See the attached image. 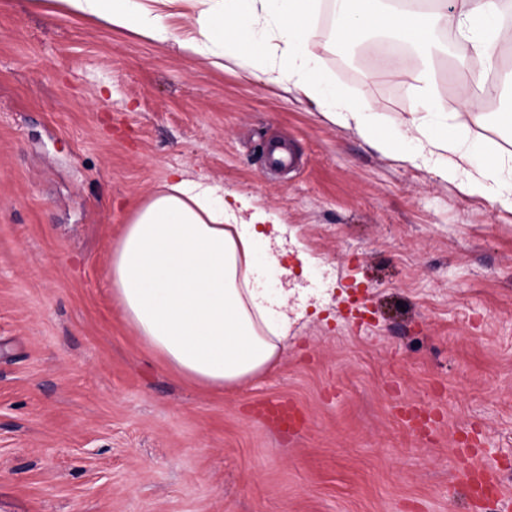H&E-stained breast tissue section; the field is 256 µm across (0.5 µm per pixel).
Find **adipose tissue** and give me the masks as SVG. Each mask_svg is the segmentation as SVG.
Instances as JSON below:
<instances>
[{"mask_svg":"<svg viewBox=\"0 0 512 512\" xmlns=\"http://www.w3.org/2000/svg\"><path fill=\"white\" fill-rule=\"evenodd\" d=\"M63 10L108 27L133 31L158 43L173 39L167 24L188 22L177 40L186 53L225 52L259 61L264 81L290 84L326 117L365 127L371 106L324 94L314 58L301 54L319 0H60ZM460 60L488 55L502 0H455ZM334 38L385 34L413 46L412 54L381 56L378 70L398 69L419 96L432 99L438 54L433 43L447 22L443 0H334ZM417 152L412 161L433 166L446 180L475 195L512 207V152L492 151L473 167L465 139L433 129L427 116L409 123ZM282 275L289 268L286 227L252 196L225 194L223 186L172 172L134 214L112 251L111 282L125 320L142 341L185 378L208 386H233L275 366L295 322L281 286L277 297L253 287L257 244Z\"/></svg>","mask_w":512,"mask_h":512,"instance_id":"ef3b65f1","label":"adipose tissue"}]
</instances>
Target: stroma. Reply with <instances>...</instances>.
<instances>
[{
	"label": "stroma",
	"mask_w": 512,
	"mask_h": 512,
	"mask_svg": "<svg viewBox=\"0 0 512 512\" xmlns=\"http://www.w3.org/2000/svg\"><path fill=\"white\" fill-rule=\"evenodd\" d=\"M332 24L306 51L370 132L251 62L0 0V512H480L462 447L512 512V209L409 161L425 105L369 53L342 65ZM464 80L426 107L478 167L512 151V96L471 112ZM174 169L252 195L306 258L287 351L233 387L164 366L112 292Z\"/></svg>",
	"instance_id": "obj_1"
}]
</instances>
